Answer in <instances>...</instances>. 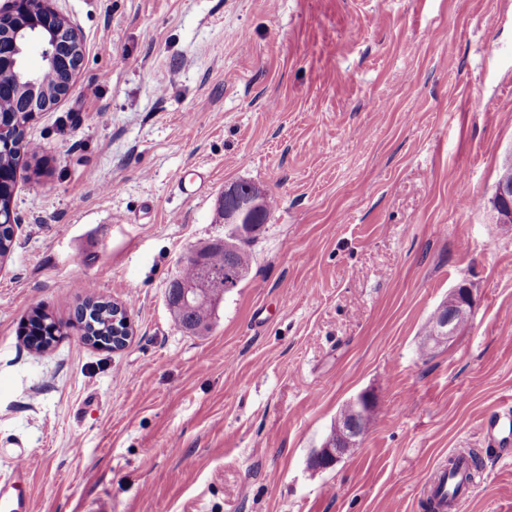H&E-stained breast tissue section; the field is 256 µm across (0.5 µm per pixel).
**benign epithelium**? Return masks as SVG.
<instances>
[{
  "mask_svg": "<svg viewBox=\"0 0 512 512\" xmlns=\"http://www.w3.org/2000/svg\"><path fill=\"white\" fill-rule=\"evenodd\" d=\"M37 41L42 67L33 71L25 63L26 50L31 41ZM83 41L77 30L57 10L50 0H6V8H0V95L9 96L15 102V111L27 115V122L19 127L23 131L34 117L48 110L67 96L73 88L74 76L82 64ZM58 71L64 79L56 90H49L45 76ZM237 185L224 187L221 210L226 224H243L248 212L261 209L262 193L252 195L251 200L240 206ZM208 281L181 284L178 305L194 307L206 299ZM445 311L442 320L432 324L430 339L443 342L458 331V321L470 318L474 299L467 288H454L441 305ZM370 394L362 393L340 413L345 423L340 438L327 440L310 458L311 466L328 469L342 455L357 445L369 432L371 411L367 409Z\"/></svg>",
  "mask_w": 512,
  "mask_h": 512,
  "instance_id": "1",
  "label": "benign epithelium"
}]
</instances>
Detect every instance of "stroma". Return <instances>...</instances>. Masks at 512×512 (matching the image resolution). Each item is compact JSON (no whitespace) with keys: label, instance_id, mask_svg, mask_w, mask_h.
Returning a JSON list of instances; mask_svg holds the SVG:
<instances>
[{"label":"stroma","instance_id":"1","mask_svg":"<svg viewBox=\"0 0 512 512\" xmlns=\"http://www.w3.org/2000/svg\"><path fill=\"white\" fill-rule=\"evenodd\" d=\"M84 42L0 266V477L31 453L32 512H423L432 469L483 451L464 512H512V0H52ZM204 175L198 195L179 176ZM274 201L251 270L193 334L178 261L220 243L225 184ZM476 298L448 343L426 323ZM125 305L126 348L69 324ZM66 329L44 352L33 309ZM367 436L308 460L345 404ZM120 307V310L125 308L121 304L117 303ZM126 310V308H125ZM126 312V318L124 319L123 323L128 328V338L125 341V344L123 347H125L131 338L132 334V328L130 319ZM75 321L79 325L80 330L83 332V336H86L87 338H94L93 344L95 342H98L97 345L101 348H106L112 345V343H101L100 341L109 342L112 341V302L97 298L95 299H89L85 304L80 306L76 309L75 314ZM121 347V348H123ZM112 348L113 351L119 350L121 348ZM370 399V394L362 393L346 406L338 416L345 423L340 438H337L336 442L326 440L311 456V466L319 469L331 468L348 448L357 445L368 434L371 427V411L367 409V402Z\"/></svg>","mask_w":512,"mask_h":512}]
</instances>
